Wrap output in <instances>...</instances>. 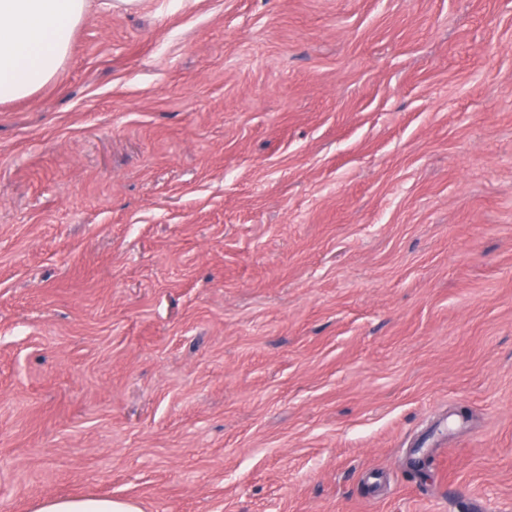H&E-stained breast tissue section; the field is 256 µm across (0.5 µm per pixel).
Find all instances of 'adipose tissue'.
<instances>
[{"label": "adipose tissue", "mask_w": 512, "mask_h": 512, "mask_svg": "<svg viewBox=\"0 0 512 512\" xmlns=\"http://www.w3.org/2000/svg\"><path fill=\"white\" fill-rule=\"evenodd\" d=\"M87 0H0V102L26 97L48 83L69 54ZM36 512H140L129 501L65 498Z\"/></svg>", "instance_id": "adipose-tissue-1"}]
</instances>
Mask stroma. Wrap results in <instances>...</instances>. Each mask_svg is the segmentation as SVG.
<instances>
[{"mask_svg": "<svg viewBox=\"0 0 512 512\" xmlns=\"http://www.w3.org/2000/svg\"><path fill=\"white\" fill-rule=\"evenodd\" d=\"M512 512V0H91L0 103V512ZM35 512H140V509L132 502L112 498H65L44 501Z\"/></svg>", "mask_w": 512, "mask_h": 512, "instance_id": "35a3bbf8", "label": "stroma"}]
</instances>
